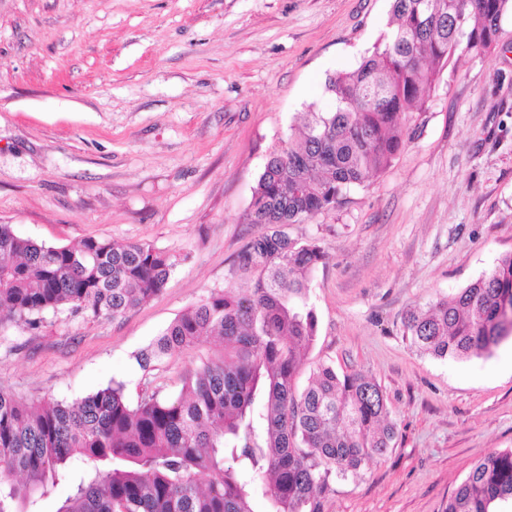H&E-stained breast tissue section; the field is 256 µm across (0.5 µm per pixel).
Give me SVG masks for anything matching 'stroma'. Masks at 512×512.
<instances>
[{
    "mask_svg": "<svg viewBox=\"0 0 512 512\" xmlns=\"http://www.w3.org/2000/svg\"><path fill=\"white\" fill-rule=\"evenodd\" d=\"M390 0H0V223L48 245L148 242L180 256L163 292L119 320L48 312L0 329V387L72 403L123 382L177 395L211 342L144 371L136 357L211 291L255 234L267 157L298 115L333 109ZM391 165L290 228L327 260L310 302L319 363L386 395L392 448L335 479L324 512H444L471 467L512 448V340L457 361L416 351L403 317L512 252V14L498 44L456 52Z\"/></svg>",
    "mask_w": 512,
    "mask_h": 512,
    "instance_id": "35a3bbf8",
    "label": "stroma"
}]
</instances>
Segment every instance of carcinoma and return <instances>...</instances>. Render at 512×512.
Instances as JSON below:
<instances>
[{
    "instance_id": "1",
    "label": "carcinoma",
    "mask_w": 512,
    "mask_h": 512,
    "mask_svg": "<svg viewBox=\"0 0 512 512\" xmlns=\"http://www.w3.org/2000/svg\"><path fill=\"white\" fill-rule=\"evenodd\" d=\"M512 0H392L388 29L349 71L326 78L329 111L304 114L300 142L272 151L247 220L259 227L211 292L137 356L143 370L210 338L220 351L181 376L175 397L136 403L114 382L72 404L32 406L0 387V512H324L330 482L385 454L396 435L382 388L327 363L297 390L318 318L309 288L326 253L288 226L338 208L344 190L385 169L403 128L460 46L499 40ZM179 259L147 242L89 237L46 246L0 224V328H36L45 312L117 320L152 300ZM418 351L467 359L512 338V253L460 289L408 311ZM206 477V486L200 478ZM512 506V448L472 467L445 512Z\"/></svg>"
}]
</instances>
